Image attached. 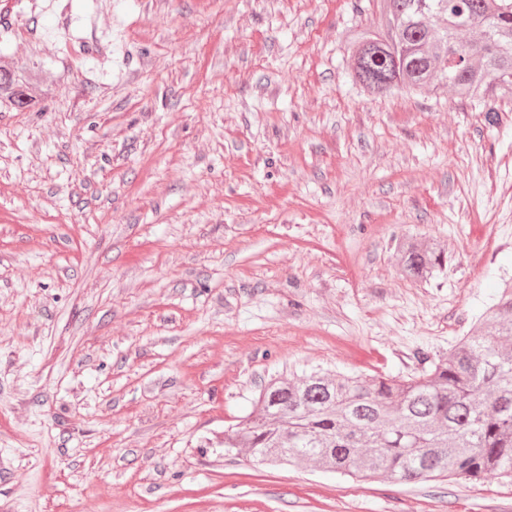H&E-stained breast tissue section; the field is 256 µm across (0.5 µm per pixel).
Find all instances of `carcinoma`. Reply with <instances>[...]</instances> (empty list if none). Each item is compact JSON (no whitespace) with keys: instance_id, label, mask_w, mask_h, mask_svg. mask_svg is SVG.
I'll return each mask as SVG.
<instances>
[{"instance_id":"1","label":"carcinoma","mask_w":512,"mask_h":512,"mask_svg":"<svg viewBox=\"0 0 512 512\" xmlns=\"http://www.w3.org/2000/svg\"><path fill=\"white\" fill-rule=\"evenodd\" d=\"M375 22L346 47L349 81L369 96L445 89L497 121L512 104V0H372ZM37 102L25 72L0 67V103ZM401 273L427 282L447 257L397 240ZM224 450L260 464L313 461L359 478L512 479V282L427 371L402 379L319 371L275 380L224 429Z\"/></svg>"}]
</instances>
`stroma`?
<instances>
[{
	"label": "stroma",
	"instance_id": "1",
	"mask_svg": "<svg viewBox=\"0 0 512 512\" xmlns=\"http://www.w3.org/2000/svg\"><path fill=\"white\" fill-rule=\"evenodd\" d=\"M0 512H512V480L252 465L272 379L404 378L512 278V111L346 77L356 0H12ZM438 245L404 278L396 238ZM36 88L25 72L0 67V103L11 109L24 110L35 106Z\"/></svg>",
	"mask_w": 512,
	"mask_h": 512
}]
</instances>
